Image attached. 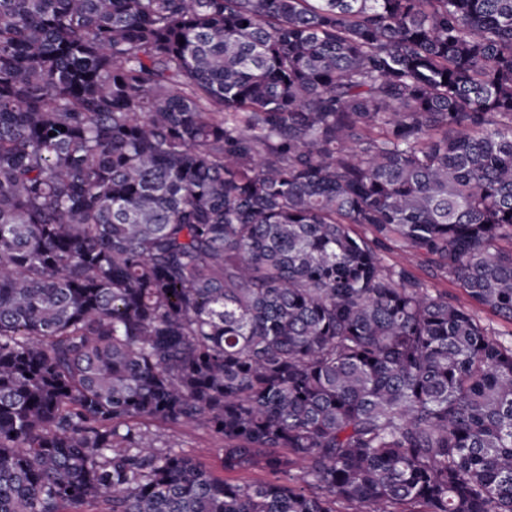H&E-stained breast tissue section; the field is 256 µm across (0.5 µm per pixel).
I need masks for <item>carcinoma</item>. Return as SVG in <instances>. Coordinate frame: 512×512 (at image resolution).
<instances>
[{
    "label": "carcinoma",
    "instance_id": "1",
    "mask_svg": "<svg viewBox=\"0 0 512 512\" xmlns=\"http://www.w3.org/2000/svg\"><path fill=\"white\" fill-rule=\"evenodd\" d=\"M481 312L512 0H0V512H512ZM409 266L415 275L428 281L432 288H438L442 291H448V295L456 298L461 304L465 306L470 305L467 295L457 282L446 279L432 278L420 257L412 258L409 263ZM161 432L176 451H183L190 454L207 466H209L217 474L224 475L222 467V451L221 441L218 437L210 434L202 429L192 427H176L163 428Z\"/></svg>",
    "mask_w": 512,
    "mask_h": 512
}]
</instances>
